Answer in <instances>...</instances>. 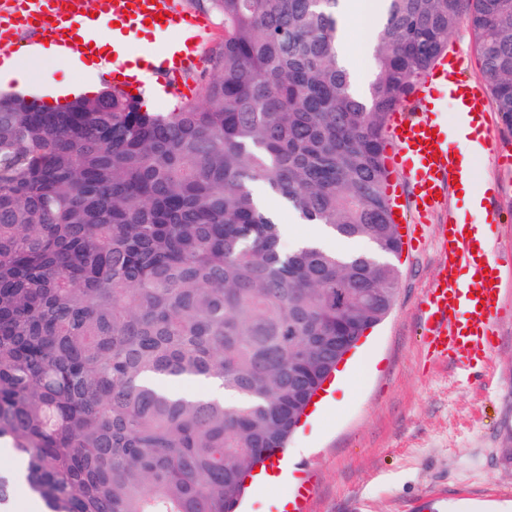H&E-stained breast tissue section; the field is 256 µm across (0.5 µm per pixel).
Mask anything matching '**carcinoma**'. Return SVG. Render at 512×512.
Instances as JSON below:
<instances>
[{
  "instance_id": "cac0c4a2",
  "label": "carcinoma",
  "mask_w": 512,
  "mask_h": 512,
  "mask_svg": "<svg viewBox=\"0 0 512 512\" xmlns=\"http://www.w3.org/2000/svg\"><path fill=\"white\" fill-rule=\"evenodd\" d=\"M202 2L224 42L175 112L0 94V508L21 487L43 512H233L336 337L394 301L388 119L459 25L512 123V0H390L365 100L337 63L338 0ZM257 182L373 251L283 250Z\"/></svg>"
}]
</instances>
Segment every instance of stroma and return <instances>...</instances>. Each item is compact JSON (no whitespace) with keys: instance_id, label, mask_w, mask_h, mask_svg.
Masks as SVG:
<instances>
[{"instance_id":"1","label":"stroma","mask_w":512,"mask_h":512,"mask_svg":"<svg viewBox=\"0 0 512 512\" xmlns=\"http://www.w3.org/2000/svg\"><path fill=\"white\" fill-rule=\"evenodd\" d=\"M497 154L512 155V127L493 120ZM473 153L470 193L453 199L462 223L478 224L473 201L498 176L504 260L512 266V167ZM434 228L395 264L399 287L390 313L361 340L372 369L337 409L303 423L286 451L313 492L305 512H512V293L499 318L500 342L487 362L457 370L431 363L419 338V302L434 280Z\"/></svg>"}]
</instances>
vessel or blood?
Here are the masks:
<instances>
[{"instance_id":"vessel-or-blood-1","label":"vessel or blood","mask_w":512,"mask_h":512,"mask_svg":"<svg viewBox=\"0 0 512 512\" xmlns=\"http://www.w3.org/2000/svg\"><path fill=\"white\" fill-rule=\"evenodd\" d=\"M113 25L116 40L138 39L148 46L138 56L127 47L113 49L114 88L124 91L155 83L179 90L185 75L200 62V51L209 23L204 17L183 11L176 0H95L94 10L82 0H0V45L14 47L18 35L35 30L63 49L86 55L100 54L90 33L103 22ZM169 35L163 47H155L158 35ZM137 76H130V69ZM453 100L469 132L459 141L450 140L438 118L441 97ZM414 109L391 115L388 125V164L397 181L390 188L402 200L410 222L406 234L421 238L423 225L449 212V202L458 187L473 179L463 159L470 141L491 148L488 93L467 79L454 55L438 60L414 86L410 96ZM475 225L448 222L437 225L438 272L420 304V335L434 361L466 367L490 355L495 348L494 324L506 289L512 288V269L496 258L490 247L481 246ZM284 473V453L268 452L253 484L278 481ZM311 494L307 483L293 487L292 495L276 500L270 512H302Z\"/></svg>"}]
</instances>
